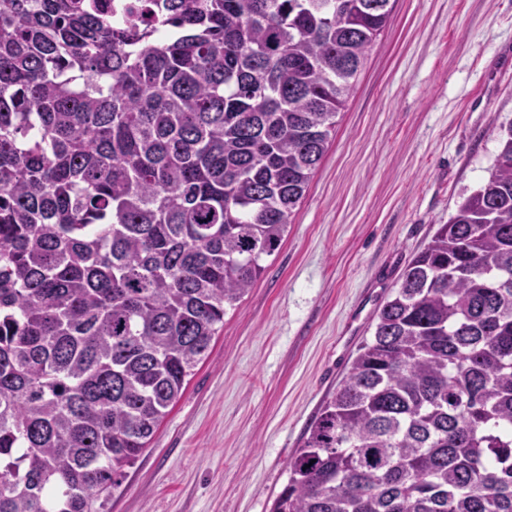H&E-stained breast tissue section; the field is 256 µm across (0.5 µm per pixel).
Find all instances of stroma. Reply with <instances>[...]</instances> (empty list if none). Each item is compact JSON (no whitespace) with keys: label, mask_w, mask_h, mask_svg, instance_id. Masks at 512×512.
<instances>
[{"label":"stroma","mask_w":512,"mask_h":512,"mask_svg":"<svg viewBox=\"0 0 512 512\" xmlns=\"http://www.w3.org/2000/svg\"><path fill=\"white\" fill-rule=\"evenodd\" d=\"M266 273L224 317L110 512H269L407 262L512 126V0H391Z\"/></svg>","instance_id":"35a3bbf8"}]
</instances>
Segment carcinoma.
<instances>
[{
    "label": "carcinoma",
    "instance_id": "1",
    "mask_svg": "<svg viewBox=\"0 0 512 512\" xmlns=\"http://www.w3.org/2000/svg\"><path fill=\"white\" fill-rule=\"evenodd\" d=\"M91 2L0 0V512H108L281 248L392 11L144 0L114 27ZM270 512H512V125Z\"/></svg>",
    "mask_w": 512,
    "mask_h": 512
}]
</instances>
